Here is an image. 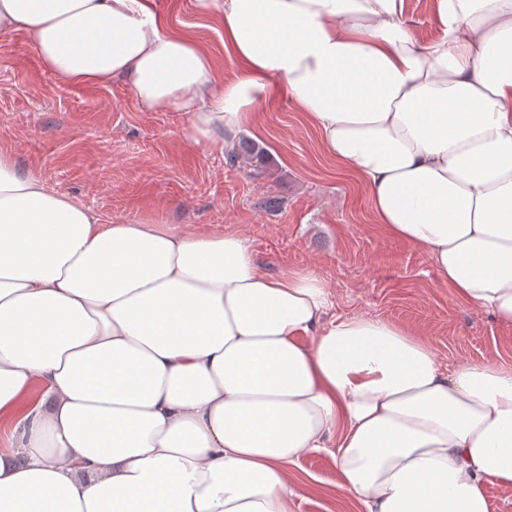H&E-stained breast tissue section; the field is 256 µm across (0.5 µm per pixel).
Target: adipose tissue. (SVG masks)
I'll return each mask as SVG.
<instances>
[{"mask_svg":"<svg viewBox=\"0 0 512 512\" xmlns=\"http://www.w3.org/2000/svg\"><path fill=\"white\" fill-rule=\"evenodd\" d=\"M224 79L155 0H0L74 85L125 80L230 148L279 79L377 223L456 298L512 325V0H194ZM311 273L247 238L114 220L0 152V512H295L288 468L330 453L363 512H489L512 486V369L439 362L418 329L330 316ZM437 0H405L406 14L416 39L428 43L439 36ZM486 493L490 512H512V486L489 484Z\"/></svg>","mask_w":512,"mask_h":512,"instance_id":"1","label":"adipose tissue"}]
</instances>
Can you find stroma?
Masks as SVG:
<instances>
[{
    "label": "stroma",
    "mask_w": 512,
    "mask_h": 512,
    "mask_svg": "<svg viewBox=\"0 0 512 512\" xmlns=\"http://www.w3.org/2000/svg\"><path fill=\"white\" fill-rule=\"evenodd\" d=\"M177 31L197 38L225 78L239 71L223 29L193 0H155ZM189 112H151L121 79L69 85L48 71L28 35L0 40V149L58 193L116 219L243 233L262 270L314 273L334 316L363 314L427 332L443 364L512 368V325L458 301L428 255L373 220L359 178L329 159L283 86L271 89L245 138L262 159L229 163L185 130ZM269 197L283 205L272 211ZM296 512H361L332 456L290 466Z\"/></svg>",
    "instance_id": "obj_1"
}]
</instances>
